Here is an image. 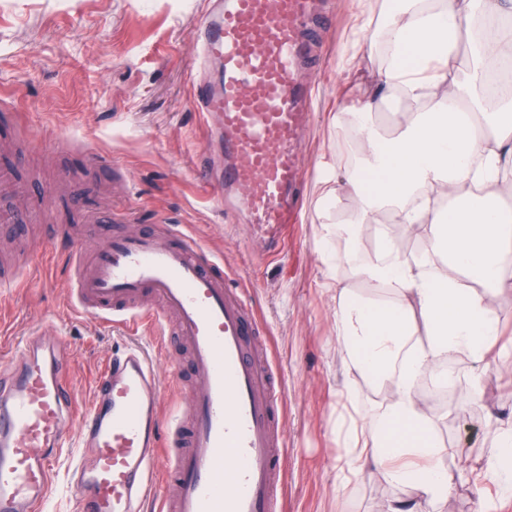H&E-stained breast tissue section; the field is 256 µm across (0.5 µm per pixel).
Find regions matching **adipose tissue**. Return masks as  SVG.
<instances>
[{
    "label": "adipose tissue",
    "mask_w": 512,
    "mask_h": 512,
    "mask_svg": "<svg viewBox=\"0 0 512 512\" xmlns=\"http://www.w3.org/2000/svg\"><path fill=\"white\" fill-rule=\"evenodd\" d=\"M379 34L387 64L359 111L370 116L400 100L407 107L391 135L358 127L357 164L338 161L320 200L328 208L352 197L350 221L330 233L346 242L342 259L361 281L391 295L382 304L336 298L348 372L390 392L383 412L354 430L357 452L346 464H373L411 491L389 512H426L453 484L449 450L435 439L415 386L457 353L485 361L499 336L487 294L512 288V208L502 204L512 195V84L498 92L495 111L483 106L490 68L512 72V0H394ZM366 173L379 176L377 190L365 188ZM388 206L404 228L429 230L428 248L407 260L388 244L360 260L366 225Z\"/></svg>",
    "instance_id": "adipose-tissue-1"
}]
</instances>
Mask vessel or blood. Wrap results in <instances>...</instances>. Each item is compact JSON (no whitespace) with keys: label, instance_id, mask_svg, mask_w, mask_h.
<instances>
[{"label":"vessel or blood","instance_id":"obj_1","mask_svg":"<svg viewBox=\"0 0 512 512\" xmlns=\"http://www.w3.org/2000/svg\"><path fill=\"white\" fill-rule=\"evenodd\" d=\"M318 0H208L196 39L195 67L216 65L215 81L193 79L203 119L218 122L224 159L197 176L218 192H239L255 231L281 248L298 223L295 196L304 178L297 144L312 89L299 80ZM28 194L12 154L0 152V227L23 231ZM97 238L69 245L71 300L104 322L150 317L190 353L189 413L163 416L166 395L149 353L128 346L100 374L88 407L66 385L61 342L29 336L0 371V512H43L54 465L72 458L68 491L82 512H283L279 449L284 388L254 357L259 329L224 264L191 236L115 234L126 211H90Z\"/></svg>","mask_w":512,"mask_h":512}]
</instances>
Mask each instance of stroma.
Masks as SVG:
<instances>
[{
    "mask_svg": "<svg viewBox=\"0 0 512 512\" xmlns=\"http://www.w3.org/2000/svg\"><path fill=\"white\" fill-rule=\"evenodd\" d=\"M203 9L204 0H0V100L11 103L28 137L20 170L37 171L31 197L50 202L58 235L50 241L38 225L22 241L0 240V258L24 252L33 260L19 287L0 288V340L10 344L37 331L62 337L67 377L82 406L114 349L141 342L155 349L167 386L164 412L186 406L190 380L171 379L172 365H188L180 341L164 350L157 329L133 335L72 310L61 240L91 235L86 211L130 203V230L147 225L164 238L177 228L222 256L230 283L261 323L259 347L285 389L287 512H387L408 498L406 488L371 465L356 473L338 468L349 451L351 419L372 416L389 392L342 372L336 291L369 290L338 261L344 243L325 241L326 220L316 206L319 179L354 154L356 134L340 115L372 89L385 51L364 52L355 0H329L333 21L314 47L322 73L298 148L306 172L302 221L271 254L244 215L224 213L195 176L201 151H219L190 91ZM93 152L111 154L128 187L95 175ZM492 302L500 336L488 366L457 355L448 386L460 397L432 405L436 438L451 450L454 488L428 512H512V494L484 474L498 446L492 421L512 424V290Z\"/></svg>",
    "mask_w": 512,
    "mask_h": 512,
    "instance_id": "stroma-1",
    "label": "stroma"
}]
</instances>
